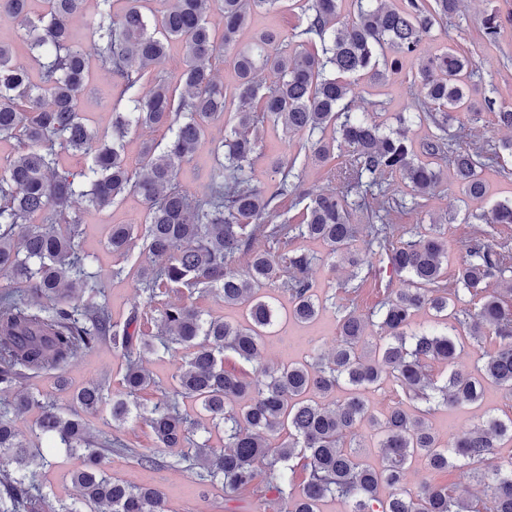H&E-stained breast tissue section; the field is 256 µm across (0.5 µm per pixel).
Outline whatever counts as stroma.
I'll return each mask as SVG.
<instances>
[{"label": "stroma", "mask_w": 512, "mask_h": 512, "mask_svg": "<svg viewBox=\"0 0 512 512\" xmlns=\"http://www.w3.org/2000/svg\"><path fill=\"white\" fill-rule=\"evenodd\" d=\"M493 7L504 16L505 22L496 43L492 44L484 35L483 19L486 11ZM448 48L474 61V73L468 87L478 106L485 109L489 101L497 105L512 103V0H469L467 6L461 7L456 15L435 27L432 37L423 44L422 53L428 56ZM416 68V61H405L402 73L395 75L387 86L380 89L371 87L367 80H356L352 86L354 111L370 113L376 120L384 122L387 130L398 129V115L408 113L413 99L424 95L421 85H410L406 78L407 73ZM481 132L486 140L492 142L508 136L507 130L497 125L493 113L486 109ZM223 133V126L208 128L193 158L181 165L178 182L189 194L201 196L207 192L208 183L204 173L213 162L210 149L213 140L222 137ZM297 141L296 135L284 134L279 128L268 132L262 143V156L250 173L253 184L261 189H271L275 180L270 167L271 159L291 160ZM484 176L487 182L486 196L471 200L461 193L450 174H443L440 186L435 194L430 195L425 207L408 212L402 219L403 226L409 231L424 232L433 219L442 216L452 218V227L448 232L449 267H456L464 256L471 226L475 224L477 215L490 211L496 201L512 197V155L503 154L494 167L485 171ZM145 211L141 197L128 195L114 203L109 210L87 209L82 214V249L89 257L90 272L105 287L112 319L118 323L124 322L134 308L144 307L145 299L137 292L131 278L116 279L112 276L116 258L108 246L110 227L143 222ZM297 245L318 258L310 271L315 293L321 297L335 295L337 305L354 307L364 314L382 299L385 285L395 288L403 285L387 263L377 262L361 270L363 285L358 292L351 295L334 292L333 287L338 280L349 274V266L343 263L337 270H330L320 261L326 253L322 244L301 239ZM271 295L282 319L276 335L268 338L263 349L265 363L278 365L288 361H306L335 347L338 325L335 307L323 310L312 323L302 324L288 318L290 304L285 290H272ZM122 374L121 354L111 346L102 345L73 359L65 370L66 386H59L54 375L43 374L28 379L24 388L53 403L58 409L68 411L76 407L73 396L78 390L97 382L104 375L109 376L112 387H120ZM489 409L500 419L512 417V397L506 396L500 387L490 384L486 387L481 405L442 407L430 415L429 422L441 437L446 438L473 429ZM39 415V410H31L18 421L17 426L22 438L32 447L43 449L48 460L47 466L40 471L44 493L50 498L72 504L76 512H90L72 481L73 472L82 465L81 456L61 448L48 447L45 439L37 437ZM108 470L113 478L128 484L158 489L165 500L167 512H279L280 508L275 494H267L262 501L249 493L228 500L224 497L222 486H201L183 469L141 464L123 453L112 454ZM406 482L411 487L427 482L458 492L467 490L479 497L486 491L485 486L473 481L466 467L434 471L421 460L411 464Z\"/></svg>", "instance_id": "obj_1"}]
</instances>
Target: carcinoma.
Instances as JSON below:
<instances>
[{
	"instance_id": "carcinoma-1",
	"label": "carcinoma",
	"mask_w": 512,
	"mask_h": 512,
	"mask_svg": "<svg viewBox=\"0 0 512 512\" xmlns=\"http://www.w3.org/2000/svg\"><path fill=\"white\" fill-rule=\"evenodd\" d=\"M33 16L29 0H0V11L16 22L31 65L13 62L12 46L0 41V139H15L19 151L0 171V512H74L43 493L38 469L45 458L20 438L17 421L41 409L38 435L64 448L83 450V468L73 474L85 505L106 512H166L160 491L112 478L107 454L124 450L140 462L160 463L121 438L93 435L74 415L58 412L23 383L45 372H62L79 352L109 344L121 353L122 389L104 380L83 388L76 401L85 412L110 407L112 421L125 422L140 409L139 396L158 385L146 356L189 350L177 386L143 412L148 437L157 449H181L175 464L202 483L220 482L227 497L253 489L260 469L278 473L276 488L284 512H319L320 501L336 495L352 501L351 512H512V459L494 461L498 441L512 438V418L489 416L454 439L431 430L428 416L440 407L478 402L484 384L512 395V299L489 291L491 281L512 274V247L486 231L472 237L448 281V224H432L426 234L399 235L401 215L422 207L448 163L467 198L486 196L483 171L512 154V141L485 147L478 136L481 112L469 99L471 59L453 49L423 57L434 25L455 15L461 0H354L352 18L341 16L340 0H303L295 47L274 29L255 34L237 48L251 16L278 0H169L157 12L155 0H96L90 27L94 57L75 41L71 23L87 0H46ZM219 12L216 35L208 17ZM183 44L184 68L173 80L163 68L168 44ZM234 51L237 76L231 119L224 120L227 96L214 77L215 54ZM419 60L415 79L425 95L414 101L419 121L435 128L415 147L407 130L392 135L376 121L352 115V83L377 82L401 73L403 61ZM120 80L118 95L103 108L110 126L92 130L80 103L93 68ZM266 73L270 82L258 79ZM149 93H141L144 83ZM465 112L469 125L448 138V119ZM224 122V139L214 144L207 173L208 192L194 197L178 186L177 171L198 149L206 129ZM302 133L292 161L272 164L273 189L252 184L249 172L260 155L266 124ZM140 126L162 127L163 148L146 144L134 163L123 140ZM77 152L87 159L77 171L60 164ZM304 156L326 165L346 157L330 175L339 190L311 194L302 188ZM409 188L397 197L394 179ZM127 193L142 197V224H114L112 253L128 261L142 245L146 261L136 271L135 288L151 305L162 296L156 331L141 329L146 312L132 310L124 323L112 322L103 285L88 270L80 242L82 202L106 210ZM291 207L303 205L288 216ZM362 223H354V214ZM485 224H512V198L479 216ZM299 238L322 242L325 259L341 257L352 268L339 283L355 292L359 269L376 255L386 256L406 287L386 288L384 298L364 316L347 311L329 356L271 367L262 363L266 337L279 324L264 288H284L289 317L313 320L323 302L312 291L308 272L316 257L295 247ZM361 240L367 253L354 250ZM261 242L264 247H256ZM216 291L224 305L245 311L246 322L207 319L194 297ZM469 296L460 306L461 296ZM429 310L435 325L412 329L413 318ZM493 350L484 349L487 338ZM478 347L467 371L453 368L465 343ZM252 365V373L228 369L227 358ZM435 363L450 367L439 377ZM390 380L404 397L381 416L372 414L359 391ZM346 383L353 395L324 404L320 397ZM190 402L215 428H224V447L198 440L206 425L192 419L181 403ZM362 422L380 437L383 464L360 457L349 434ZM283 441L270 450V440ZM421 458L444 471L461 462L475 478L489 481L490 493L471 498L446 486L406 487V466ZM303 480L294 487L295 467ZM388 489L387 498L380 497Z\"/></svg>"
}]
</instances>
